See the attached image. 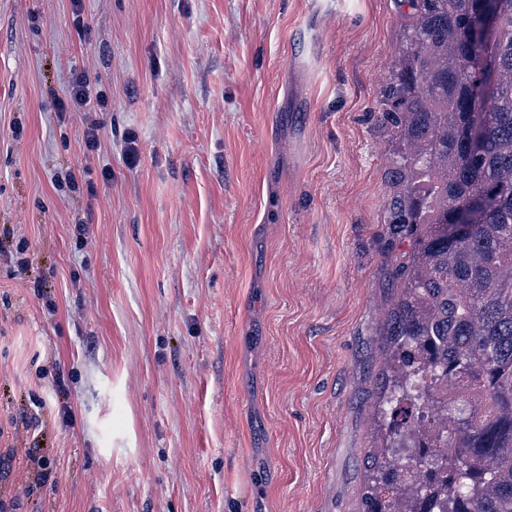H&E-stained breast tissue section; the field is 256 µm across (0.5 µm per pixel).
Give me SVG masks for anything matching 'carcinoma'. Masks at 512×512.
<instances>
[{"label":"carcinoma","mask_w":512,"mask_h":512,"mask_svg":"<svg viewBox=\"0 0 512 512\" xmlns=\"http://www.w3.org/2000/svg\"><path fill=\"white\" fill-rule=\"evenodd\" d=\"M401 2L379 112L408 249L360 512H512V0Z\"/></svg>","instance_id":"obj_1"}]
</instances>
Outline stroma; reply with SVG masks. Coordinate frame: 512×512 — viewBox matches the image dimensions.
<instances>
[{"instance_id":"1","label":"stroma","mask_w":512,"mask_h":512,"mask_svg":"<svg viewBox=\"0 0 512 512\" xmlns=\"http://www.w3.org/2000/svg\"><path fill=\"white\" fill-rule=\"evenodd\" d=\"M403 12L0 0V512H359ZM67 102L77 111L85 110L90 107L103 106L105 104L104 96L97 91L96 84L90 78L83 74L77 76L72 83L71 89L67 95Z\"/></svg>"}]
</instances>
